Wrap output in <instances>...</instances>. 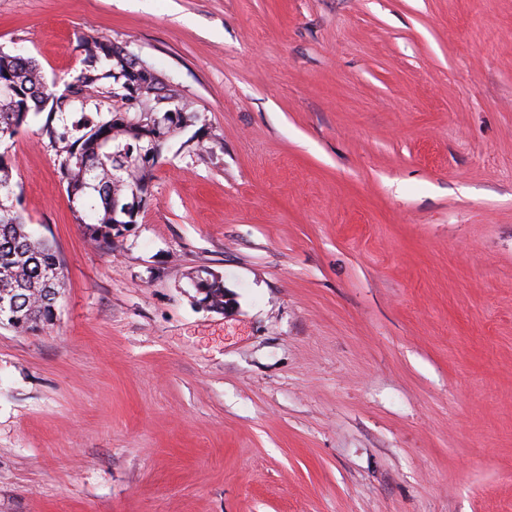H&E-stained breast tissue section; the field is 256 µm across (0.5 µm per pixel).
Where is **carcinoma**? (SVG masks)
I'll return each mask as SVG.
<instances>
[{
  "label": "carcinoma",
  "mask_w": 512,
  "mask_h": 512,
  "mask_svg": "<svg viewBox=\"0 0 512 512\" xmlns=\"http://www.w3.org/2000/svg\"><path fill=\"white\" fill-rule=\"evenodd\" d=\"M79 48L82 67L50 84L35 60L0 50V81L16 90L0 93V146L30 117L43 116L40 131L55 148L75 221L88 241L110 250L137 218L114 203L147 202L154 168L198 113L174 92L145 111L141 88L157 70L102 36L80 38ZM151 151L157 155L147 166L143 156ZM13 166L0 152V325L26 333L54 321L64 274L53 244L28 230Z\"/></svg>",
  "instance_id": "carcinoma-1"
}]
</instances>
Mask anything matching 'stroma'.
<instances>
[{
	"instance_id": "1",
	"label": "stroma",
	"mask_w": 512,
	"mask_h": 512,
	"mask_svg": "<svg viewBox=\"0 0 512 512\" xmlns=\"http://www.w3.org/2000/svg\"><path fill=\"white\" fill-rule=\"evenodd\" d=\"M508 29L512 0H0L46 78L99 35L199 115L110 251L39 121L10 141L65 289L0 326V512H512Z\"/></svg>"
}]
</instances>
